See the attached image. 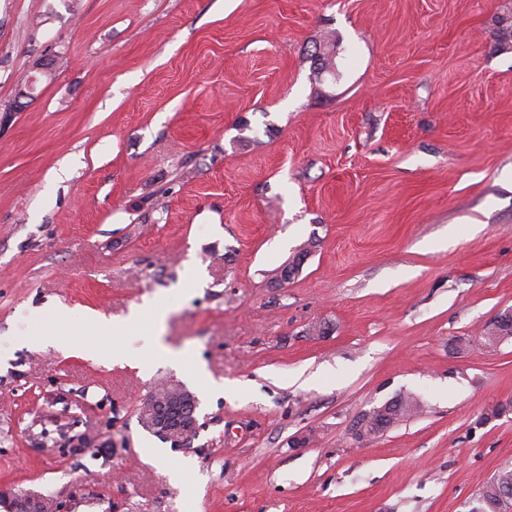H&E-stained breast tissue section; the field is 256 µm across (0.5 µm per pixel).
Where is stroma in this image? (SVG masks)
<instances>
[{
  "label": "stroma",
  "instance_id": "35a3bbf8",
  "mask_svg": "<svg viewBox=\"0 0 512 512\" xmlns=\"http://www.w3.org/2000/svg\"><path fill=\"white\" fill-rule=\"evenodd\" d=\"M509 27L512 0H0V487L69 512H466L512 460V412L487 416L512 339L479 344L512 310ZM147 297L204 375L130 322ZM163 381L198 400L191 447L138 423ZM402 392L425 412L360 442ZM63 423L107 452L59 453Z\"/></svg>",
  "mask_w": 512,
  "mask_h": 512
}]
</instances>
